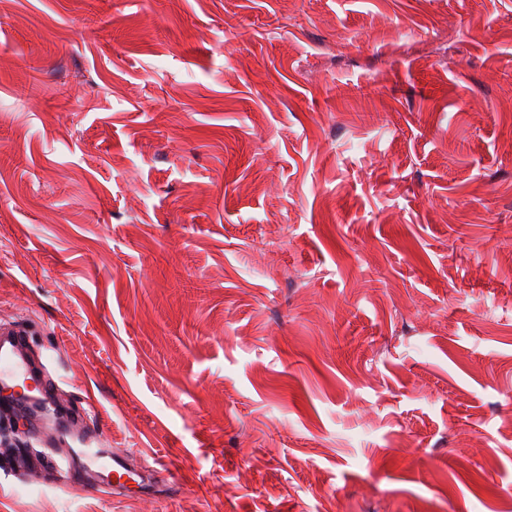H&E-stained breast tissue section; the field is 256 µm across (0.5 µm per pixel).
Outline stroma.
Here are the masks:
<instances>
[{
  "label": "stroma",
  "mask_w": 512,
  "mask_h": 512,
  "mask_svg": "<svg viewBox=\"0 0 512 512\" xmlns=\"http://www.w3.org/2000/svg\"><path fill=\"white\" fill-rule=\"evenodd\" d=\"M0 319L172 474L0 512H512V0H0Z\"/></svg>",
  "instance_id": "stroma-1"
}]
</instances>
